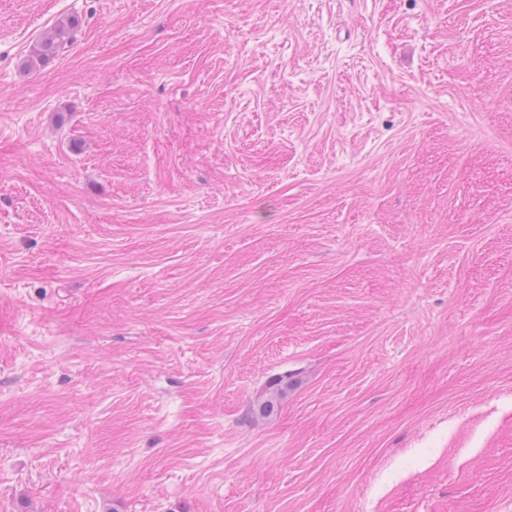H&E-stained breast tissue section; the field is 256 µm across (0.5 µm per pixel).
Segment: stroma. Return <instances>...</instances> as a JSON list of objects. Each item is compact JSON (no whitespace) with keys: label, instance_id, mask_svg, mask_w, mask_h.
<instances>
[{"label":"stroma","instance_id":"obj_1","mask_svg":"<svg viewBox=\"0 0 512 512\" xmlns=\"http://www.w3.org/2000/svg\"><path fill=\"white\" fill-rule=\"evenodd\" d=\"M0 512H512V0H0ZM79 20L73 16H63L47 29L37 46L24 62L31 69L44 66L59 55L68 51L76 38Z\"/></svg>","mask_w":512,"mask_h":512}]
</instances>
